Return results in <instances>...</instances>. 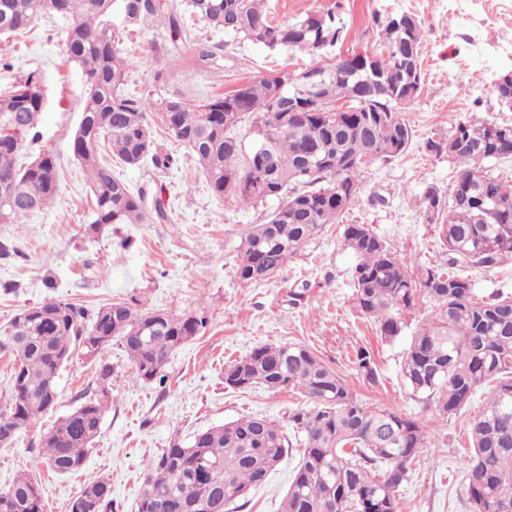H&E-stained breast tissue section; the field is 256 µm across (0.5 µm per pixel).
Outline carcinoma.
<instances>
[{
    "label": "carcinoma",
    "instance_id": "carcinoma-1",
    "mask_svg": "<svg viewBox=\"0 0 512 512\" xmlns=\"http://www.w3.org/2000/svg\"><path fill=\"white\" fill-rule=\"evenodd\" d=\"M267 0H186L190 13L210 26L271 50L288 49L318 58L323 74L315 95L324 107L310 108L314 94L288 74L262 76L204 104L182 98L159 102L121 93L129 59L120 46L125 32L148 18L168 17L171 40L183 28L165 0H0V36L31 30L42 15L67 21V61L78 65L86 85L80 124L71 139L74 158L92 183L93 228L103 224L162 223L142 195L112 175L101 154L109 140L115 158L130 167L151 157L167 168L173 158L153 151L150 116L190 148L212 191L238 202L276 200L266 222L247 234L236 276L252 284L274 277L327 224L336 223L358 197L362 167L393 158L410 146L412 129L402 105L423 84L421 25L403 13L407 26L388 21L379 52L327 54L347 37L330 9L276 24ZM41 77L29 74L0 92V224H18L35 199L43 210L58 190L59 164L46 152L18 163L27 137H35L44 111ZM338 102L347 111L331 114ZM252 120L253 146L237 135ZM435 155L455 165L448 189L427 187L420 204L437 225L445 262L413 271L392 246L363 224H347L344 245L355 256L353 301L372 318L384 342L406 333L422 300L433 303L432 319L411 335L402 374L413 394L432 403L442 419L459 414L475 393L486 390L482 410L470 419L473 449L468 495L473 512H512V299L484 297L460 273L495 268L512 259V183L494 173L512 158V126L468 118L448 141H427ZM209 319L199 306L183 314L139 312L127 302L91 311L50 300L27 308L0 329V356L12 362V395L0 411V445L34 428L56 401L59 370L77 352L93 360L116 341L131 363L133 378L164 383L173 352L200 335ZM358 371L377 381L369 352L357 353ZM112 366L101 362L97 389L42 436L47 465L57 473L78 469L89 453L109 399ZM262 384L299 391L311 405L293 410V436L259 417H242L195 435L187 447L170 444L144 471L133 512H230V506L261 486L293 445L302 455L283 497L281 512H398L396 493L425 444L416 420L360 401L347 382L309 347L296 343L261 346L224 367V386ZM0 512H42L39 485L25 474L0 491ZM69 512H112L109 483L87 484Z\"/></svg>",
    "mask_w": 512,
    "mask_h": 512
}]
</instances>
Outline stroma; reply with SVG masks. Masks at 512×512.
Masks as SVG:
<instances>
[{"instance_id": "obj_1", "label": "stroma", "mask_w": 512, "mask_h": 512, "mask_svg": "<svg viewBox=\"0 0 512 512\" xmlns=\"http://www.w3.org/2000/svg\"><path fill=\"white\" fill-rule=\"evenodd\" d=\"M188 31L184 43L154 62L155 47L170 43L166 20L152 18L133 28L123 53L131 58L124 92L159 100L177 95L200 104L241 81L312 66L298 51L271 52L208 27L186 11L182 0H168ZM274 22L338 8L348 34L343 49H378L380 28L372 22L407 12L422 28L420 95L406 105L412 128L408 150L395 158L369 162L356 203L338 223L310 240L272 279L245 285L235 276L239 248L250 227L263 223L276 201L250 205L213 194L184 146L161 127L153 132L164 151L176 157L167 169L151 161L113 173L148 205L159 204L168 222L114 224L92 233V192L70 149L81 119L85 85L80 69L65 57L63 20L38 19L19 41L0 39V90L32 72L43 79L46 108L39 134L27 140L23 160L50 151L61 167L54 203L18 224H0V241L10 240L16 256L0 259V327L20 310L55 298L94 310L120 300L142 311L182 313L205 304L209 323L182 345L165 368L164 384L134 380L124 350L110 345L101 353L112 367V399L84 465L61 475L50 471L37 444L43 432L68 415L96 389V366L74 356L57 380V400L37 427L12 447L0 448V490L24 473L42 489L43 512H68L84 486L108 480L113 512H131L147 462L170 441L188 444L200 431L244 416L287 425L289 413L305 406L300 394L257 385L225 387L224 367L264 344L298 342L308 346L372 407L391 408L424 424L426 443L408 479L399 488V512H471L466 494L472 450L466 423L483 404L476 394L449 420L420 402L406 386L402 362L407 339L381 341L373 319L352 300L353 256L343 243L348 224H367L411 264L439 258L441 242L425 220L416 195L426 186L447 187L453 166L447 155L431 154L427 140L447 138L454 124L471 116L512 126V112L499 108L496 76L512 68V0H267ZM212 46L210 67L193 61L195 42ZM54 287H47L46 279ZM370 352L378 373L369 384L356 365L359 350ZM299 460L286 456L266 482L252 490L238 512H279Z\"/></svg>"}]
</instances>
